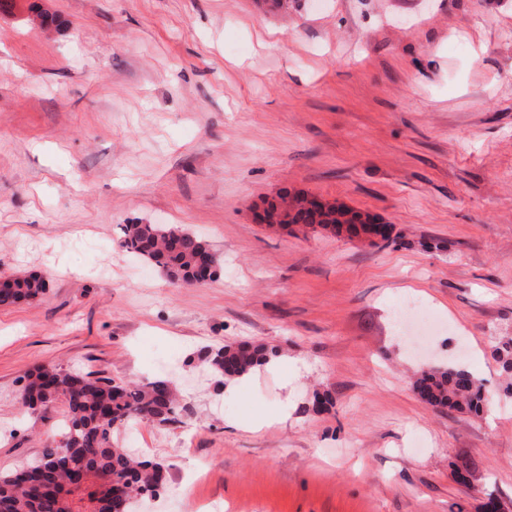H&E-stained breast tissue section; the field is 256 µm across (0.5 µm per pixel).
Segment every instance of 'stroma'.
I'll return each instance as SVG.
<instances>
[{
  "mask_svg": "<svg viewBox=\"0 0 512 512\" xmlns=\"http://www.w3.org/2000/svg\"><path fill=\"white\" fill-rule=\"evenodd\" d=\"M288 192L396 239L262 223ZM125 224L189 229L218 277L172 280ZM31 273L49 294L0 307V471L61 438L63 401L19 400L51 364L175 380L178 422L135 445L178 512H512V0H0V277ZM406 303L442 330L409 346ZM245 342L277 356L203 371ZM433 364L479 379L483 412L423 401ZM238 349L232 346H224L204 352L202 359L207 367L218 378L219 383H224V378L232 380L248 374L256 366L270 362L276 357V351L268 350L265 346L239 345Z\"/></svg>",
  "mask_w": 512,
  "mask_h": 512,
  "instance_id": "35a3bbf8",
  "label": "stroma"
}]
</instances>
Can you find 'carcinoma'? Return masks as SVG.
<instances>
[{"label":"carcinoma","instance_id":"cac0c4a2","mask_svg":"<svg viewBox=\"0 0 512 512\" xmlns=\"http://www.w3.org/2000/svg\"><path fill=\"white\" fill-rule=\"evenodd\" d=\"M122 246L130 253L167 269L186 283L196 280L204 257L215 277L220 258L197 234L168 224H126ZM49 292L39 274L13 278L0 289V306L36 300ZM496 353L502 370L512 374V338L499 341ZM276 351L265 346H224L204 352L202 359L218 382L248 374L266 364ZM412 389L434 407L478 413L483 409L482 386L467 370L435 367L422 371ZM61 399L67 408L62 439L26 462L0 472V512H113L114 486L123 487L126 500L157 495L166 484L160 462L131 456L113 441L116 430L132 420L164 426L177 420L179 391L174 381H120L81 374L55 365L29 375L21 394L24 407L36 411Z\"/></svg>","mask_w":512,"mask_h":512}]
</instances>
